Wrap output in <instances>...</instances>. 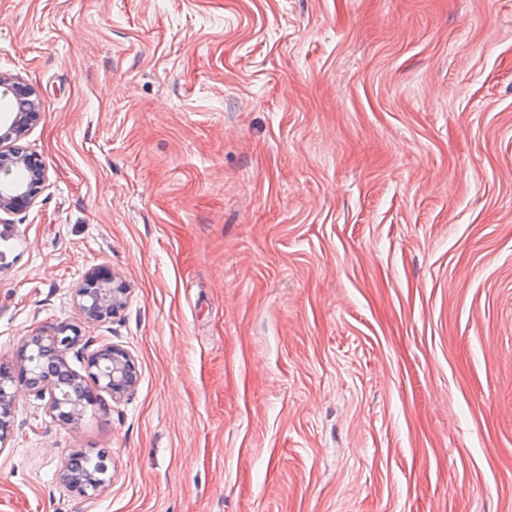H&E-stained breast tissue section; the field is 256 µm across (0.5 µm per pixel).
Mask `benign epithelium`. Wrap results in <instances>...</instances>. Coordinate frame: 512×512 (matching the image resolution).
<instances>
[{"mask_svg": "<svg viewBox=\"0 0 512 512\" xmlns=\"http://www.w3.org/2000/svg\"><path fill=\"white\" fill-rule=\"evenodd\" d=\"M0 98L16 101L13 110L0 116V212L28 210L37 189L47 179V166L41 157L25 151L20 141L40 114L42 102L34 88L18 78L0 74ZM127 288L105 266L89 270L76 301L88 322H98L124 308ZM80 341L79 331L68 326L39 330L25 338L19 350V364L0 371V450L14 434V411L21 391L47 399L49 412L63 423H75L100 393L118 400L138 383V372L131 355L107 344L86 362L85 373L71 368L67 353ZM82 453L67 455L61 479L81 496H91L105 485L107 468L99 475L83 471Z\"/></svg>", "mask_w": 512, "mask_h": 512, "instance_id": "1", "label": "benign epithelium"}]
</instances>
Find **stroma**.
<instances>
[{
    "instance_id": "stroma-1",
    "label": "stroma",
    "mask_w": 512,
    "mask_h": 512,
    "mask_svg": "<svg viewBox=\"0 0 512 512\" xmlns=\"http://www.w3.org/2000/svg\"><path fill=\"white\" fill-rule=\"evenodd\" d=\"M0 73L48 168L0 363L65 325L139 372L70 425L22 393L0 512H512V0H0ZM127 288L105 266L89 270L76 290L77 304L87 322H98L124 308ZM81 452L72 451L67 455L61 469V479L74 492L81 496H91L105 485L107 467H103L98 476L83 471L80 467Z\"/></svg>"
}]
</instances>
